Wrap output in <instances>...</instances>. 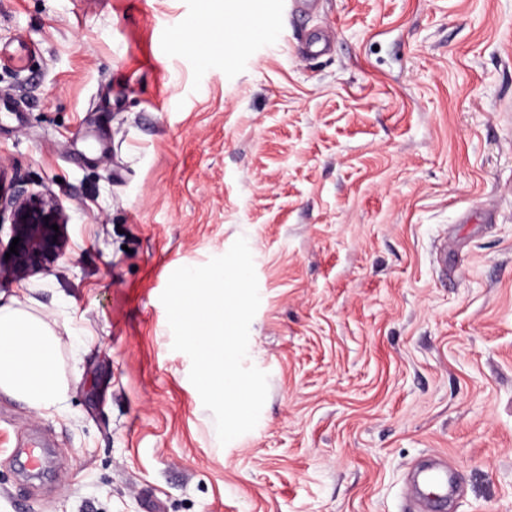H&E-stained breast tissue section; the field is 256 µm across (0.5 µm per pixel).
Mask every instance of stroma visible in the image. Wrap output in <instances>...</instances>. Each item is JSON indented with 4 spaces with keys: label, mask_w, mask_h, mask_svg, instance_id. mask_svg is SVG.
<instances>
[{
    "label": "stroma",
    "mask_w": 512,
    "mask_h": 512,
    "mask_svg": "<svg viewBox=\"0 0 512 512\" xmlns=\"http://www.w3.org/2000/svg\"><path fill=\"white\" fill-rule=\"evenodd\" d=\"M211 0H0V166L71 216L17 285L68 388L0 393V512H512V0H319L235 65ZM330 52L306 55L308 35ZM246 238L257 426L220 444L173 271Z\"/></svg>",
    "instance_id": "stroma-1"
}]
</instances>
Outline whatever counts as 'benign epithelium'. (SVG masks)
<instances>
[{"instance_id": "obj_1", "label": "benign epithelium", "mask_w": 512, "mask_h": 512, "mask_svg": "<svg viewBox=\"0 0 512 512\" xmlns=\"http://www.w3.org/2000/svg\"><path fill=\"white\" fill-rule=\"evenodd\" d=\"M69 221V214L53 192L33 191L16 178L8 181L0 166V223H9L8 240L0 241V280L22 284L54 268L68 254ZM16 237L20 241L15 255L9 248Z\"/></svg>"}]
</instances>
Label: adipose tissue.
I'll return each mask as SVG.
<instances>
[{"instance_id":"1","label":"adipose tissue","mask_w":512,"mask_h":512,"mask_svg":"<svg viewBox=\"0 0 512 512\" xmlns=\"http://www.w3.org/2000/svg\"><path fill=\"white\" fill-rule=\"evenodd\" d=\"M57 343L48 321L0 303V392L38 410L58 408L66 385L55 367Z\"/></svg>"}]
</instances>
